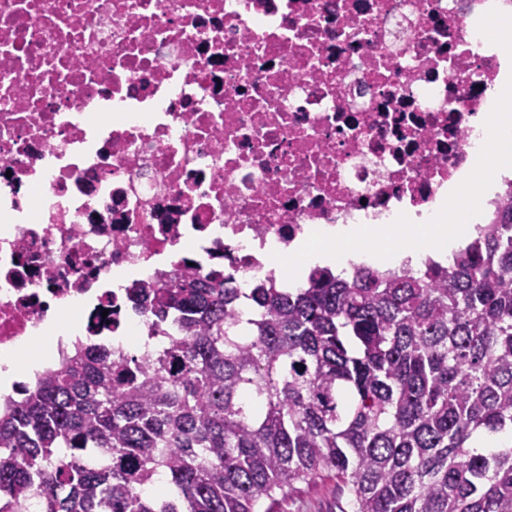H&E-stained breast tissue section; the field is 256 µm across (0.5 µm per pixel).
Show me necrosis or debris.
I'll list each match as a JSON object with an SVG mask.
<instances>
[{"instance_id":"necrosis-or-debris-1","label":"necrosis or debris","mask_w":512,"mask_h":512,"mask_svg":"<svg viewBox=\"0 0 512 512\" xmlns=\"http://www.w3.org/2000/svg\"><path fill=\"white\" fill-rule=\"evenodd\" d=\"M492 0H0V351L116 279L239 288L324 225L435 214L506 52Z\"/></svg>"}]
</instances>
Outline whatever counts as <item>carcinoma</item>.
Instances as JSON below:
<instances>
[{
  "instance_id": "1",
  "label": "carcinoma",
  "mask_w": 512,
  "mask_h": 512,
  "mask_svg": "<svg viewBox=\"0 0 512 512\" xmlns=\"http://www.w3.org/2000/svg\"><path fill=\"white\" fill-rule=\"evenodd\" d=\"M234 280L132 284L160 348L5 397L0 512H275L324 472L348 512H512V182L446 267Z\"/></svg>"
}]
</instances>
